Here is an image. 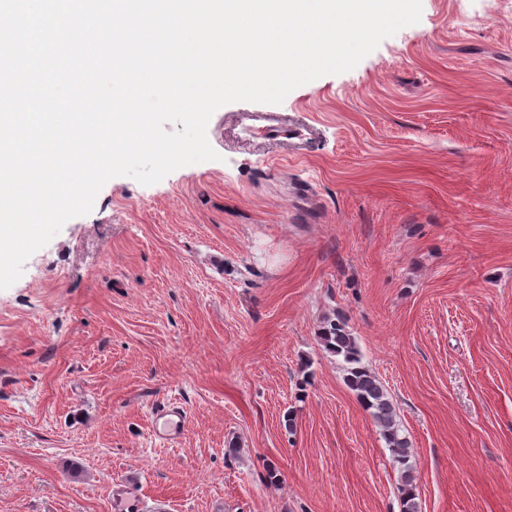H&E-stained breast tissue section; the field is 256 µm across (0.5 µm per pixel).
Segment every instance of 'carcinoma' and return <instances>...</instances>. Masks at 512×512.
Here are the masks:
<instances>
[{
	"label": "carcinoma",
	"mask_w": 512,
	"mask_h": 512,
	"mask_svg": "<svg viewBox=\"0 0 512 512\" xmlns=\"http://www.w3.org/2000/svg\"><path fill=\"white\" fill-rule=\"evenodd\" d=\"M319 341L329 353L343 359L346 385L381 430L392 451L393 462L403 468L399 488L401 512H418L414 478L408 467L410 444L406 437L400 435L395 410L386 390L374 373L362 364L360 350L346 329L345 321L327 320L319 332Z\"/></svg>",
	"instance_id": "cac0c4a2"
}]
</instances>
